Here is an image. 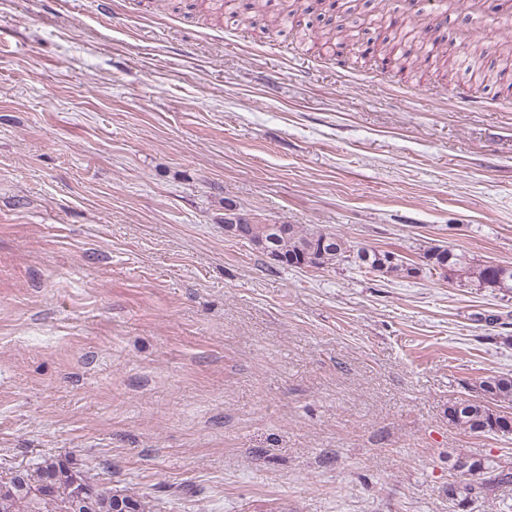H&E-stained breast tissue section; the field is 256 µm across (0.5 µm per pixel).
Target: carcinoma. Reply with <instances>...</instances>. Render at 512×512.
<instances>
[{
  "instance_id": "1",
  "label": "carcinoma",
  "mask_w": 512,
  "mask_h": 512,
  "mask_svg": "<svg viewBox=\"0 0 512 512\" xmlns=\"http://www.w3.org/2000/svg\"><path fill=\"white\" fill-rule=\"evenodd\" d=\"M268 0H251L244 11H239L236 0H222V13L213 14L212 21L231 19L239 27L249 28L263 23L270 35L281 36L288 29V17L303 7L300 0H288L278 13L266 10ZM351 22L325 27L318 37L329 43L350 36ZM409 34L414 56H420L427 41L426 32L417 25L405 30ZM489 48L480 40H471L464 51L451 46L443 57L442 66L449 75L459 70L478 74L482 81L491 82L512 68V53L494 60L487 67L485 60ZM252 246L259 252L273 247L282 258V265L295 268H320L332 265L351 252V246L342 236L318 227L300 224L255 225ZM384 250L361 247L354 259L371 272L410 275L417 268L402 258L385 261ZM423 265L440 272L446 279H454L463 286L491 288L512 293V266L479 263L464 252L435 247L423 254ZM482 400L455 401L448 405V422L465 433L475 436L512 434V416L505 410L512 408V375L493 374L479 382ZM470 478L463 485L448 486V498L463 505L492 490L495 486L512 481V472H494L474 457L465 459ZM0 512H144L142 502L132 496L115 494L90 481L67 461L57 458L43 460L34 474L18 472L8 481H0Z\"/></svg>"
}]
</instances>
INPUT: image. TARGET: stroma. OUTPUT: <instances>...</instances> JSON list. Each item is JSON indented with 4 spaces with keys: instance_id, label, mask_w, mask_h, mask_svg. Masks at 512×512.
I'll return each instance as SVG.
<instances>
[{
    "instance_id": "1",
    "label": "stroma",
    "mask_w": 512,
    "mask_h": 512,
    "mask_svg": "<svg viewBox=\"0 0 512 512\" xmlns=\"http://www.w3.org/2000/svg\"><path fill=\"white\" fill-rule=\"evenodd\" d=\"M314 31L0 0V480L55 456L146 512H512V483L448 499L458 459L512 470V435L448 421L512 374V293L420 267L512 266V81ZM475 34L512 49L463 7L431 39ZM228 202L419 272L276 265ZM423 259L429 271H440L444 278L454 279L460 285L512 293V266L479 263L465 252L442 247L427 250Z\"/></svg>"
}]
</instances>
